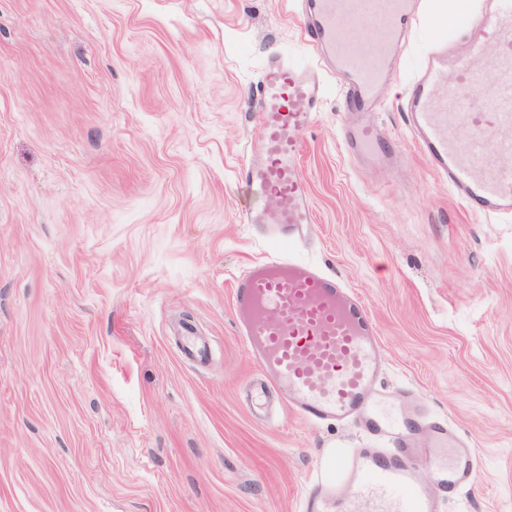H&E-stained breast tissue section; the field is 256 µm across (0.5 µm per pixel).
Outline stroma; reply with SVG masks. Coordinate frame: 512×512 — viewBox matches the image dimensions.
Here are the masks:
<instances>
[{"instance_id": "35a3bbf8", "label": "stroma", "mask_w": 512, "mask_h": 512, "mask_svg": "<svg viewBox=\"0 0 512 512\" xmlns=\"http://www.w3.org/2000/svg\"><path fill=\"white\" fill-rule=\"evenodd\" d=\"M418 2L373 115L404 160L352 162L330 90L293 254L365 301L382 388L476 443L440 512H512V217L467 210L413 144L404 98L438 35L459 42ZM302 29L297 0H0V512H300L325 451L361 443L255 403L233 310L280 251L241 222L238 171L266 59L314 61Z\"/></svg>"}]
</instances>
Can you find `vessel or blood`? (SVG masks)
<instances>
[{
	"mask_svg": "<svg viewBox=\"0 0 512 512\" xmlns=\"http://www.w3.org/2000/svg\"><path fill=\"white\" fill-rule=\"evenodd\" d=\"M481 23L468 8L449 21L468 31L467 49L451 56L435 48L404 101L413 142L431 169L448 181L473 213L512 215V0H484ZM304 36L314 64L296 67L268 58L260 79L261 107L251 154L238 173L245 192L274 198L269 209L243 207L245 223L278 240V256L255 264L233 287L239 334L289 408L311 424L355 423L396 439L394 448H352L334 456L301 502V512H437L430 486L418 474L421 451L403 443V422L381 412L375 392L382 369L377 326L362 298L291 249L313 222L308 185L298 168L302 130L314 125L327 94L321 72L335 74L343 111L355 121L342 140L358 165L378 168L398 154L376 111L391 68L419 14L417 0H302ZM378 37L362 51L366 27ZM494 57H487L488 46ZM435 485L449 491L477 483L478 453L471 441L439 424L431 431Z\"/></svg>",
	"mask_w": 512,
	"mask_h": 512,
	"instance_id": "b4317fda",
	"label": "vessel or blood"
}]
</instances>
